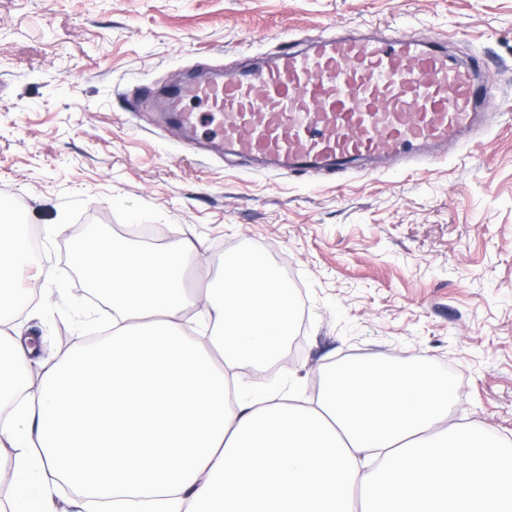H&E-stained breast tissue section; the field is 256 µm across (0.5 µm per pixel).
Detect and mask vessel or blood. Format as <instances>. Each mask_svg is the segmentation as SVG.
Returning <instances> with one entry per match:
<instances>
[{
    "label": "vessel or blood",
    "instance_id": "b4317fda",
    "mask_svg": "<svg viewBox=\"0 0 512 512\" xmlns=\"http://www.w3.org/2000/svg\"><path fill=\"white\" fill-rule=\"evenodd\" d=\"M481 72L401 31L307 38L261 67L175 86L165 106L191 134L199 118L185 101L207 103L213 138L262 166L371 173L391 158L435 161L448 139L467 140L489 101Z\"/></svg>",
    "mask_w": 512,
    "mask_h": 512
}]
</instances>
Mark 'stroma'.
Instances as JSON below:
<instances>
[{"instance_id":"1","label":"stroma","mask_w":512,"mask_h":512,"mask_svg":"<svg viewBox=\"0 0 512 512\" xmlns=\"http://www.w3.org/2000/svg\"><path fill=\"white\" fill-rule=\"evenodd\" d=\"M359 29L446 41L486 64L484 126L419 167L336 179L261 169L224 154L202 119L186 141L164 94L204 70L227 74L300 36ZM0 202L40 233L20 288L51 294L17 317L62 357L89 331L69 232L95 218L115 237L166 227L198 262L260 253L301 288L307 316L281 388L315 395L351 359L448 369L450 417L512 439V0H0Z\"/></svg>"}]
</instances>
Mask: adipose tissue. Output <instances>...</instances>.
I'll list each match as a JSON object with an SVG mask.
<instances>
[{"mask_svg":"<svg viewBox=\"0 0 512 512\" xmlns=\"http://www.w3.org/2000/svg\"><path fill=\"white\" fill-rule=\"evenodd\" d=\"M179 250L70 242L112 331L40 362L18 333L30 298L28 227L0 223V482L12 512H55L52 473L84 503L148 498L150 512H512V450L451 423L446 380L387 360L325 370L313 400L230 394L235 368L276 363L297 314L265 257L228 252L203 287Z\"/></svg>","mask_w":512,"mask_h":512,"instance_id":"obj_1","label":"adipose tissue"}]
</instances>
